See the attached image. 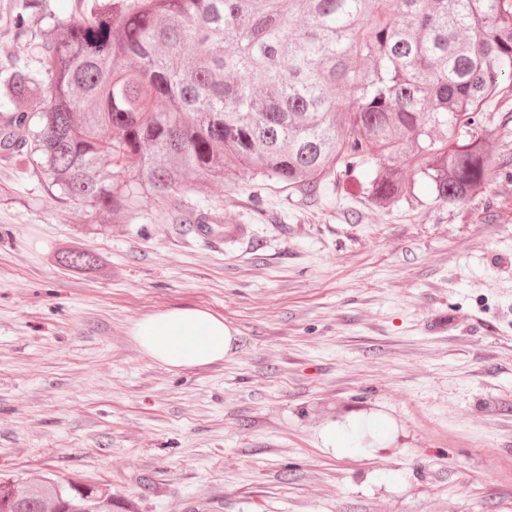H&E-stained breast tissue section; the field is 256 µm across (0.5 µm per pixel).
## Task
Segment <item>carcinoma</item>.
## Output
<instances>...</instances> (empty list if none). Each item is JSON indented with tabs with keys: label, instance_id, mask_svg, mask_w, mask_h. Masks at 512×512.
<instances>
[{
	"label": "carcinoma",
	"instance_id": "1",
	"mask_svg": "<svg viewBox=\"0 0 512 512\" xmlns=\"http://www.w3.org/2000/svg\"><path fill=\"white\" fill-rule=\"evenodd\" d=\"M42 0H15L26 27ZM512 99V0H83L20 49L0 93V151L85 207L90 224L172 198L194 174L247 170L312 195L376 169L386 207L403 162L442 204L488 182V106ZM91 270L88 250L54 252ZM0 512H65L48 478Z\"/></svg>",
	"mask_w": 512,
	"mask_h": 512
}]
</instances>
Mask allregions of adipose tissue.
I'll list each match as a JSON object with an SVG mask.
<instances>
[{"label":"adipose tissue","mask_w":512,"mask_h":512,"mask_svg":"<svg viewBox=\"0 0 512 512\" xmlns=\"http://www.w3.org/2000/svg\"><path fill=\"white\" fill-rule=\"evenodd\" d=\"M137 346L153 360L173 370L221 361L238 338L222 316L197 307H174L134 323Z\"/></svg>","instance_id":"ef3b65f1"}]
</instances>
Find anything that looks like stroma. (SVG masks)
<instances>
[{
  "label": "stroma",
  "instance_id": "stroma-1",
  "mask_svg": "<svg viewBox=\"0 0 512 512\" xmlns=\"http://www.w3.org/2000/svg\"><path fill=\"white\" fill-rule=\"evenodd\" d=\"M79 3L20 35L0 0V68ZM486 150L456 204L410 167L386 208L244 171L101 227L0 154V479L106 485L112 512H512V152ZM200 204L211 232L183 221ZM72 248L98 267L57 264ZM181 305L235 352H141L132 325Z\"/></svg>",
  "mask_w": 512,
  "mask_h": 512
}]
</instances>
